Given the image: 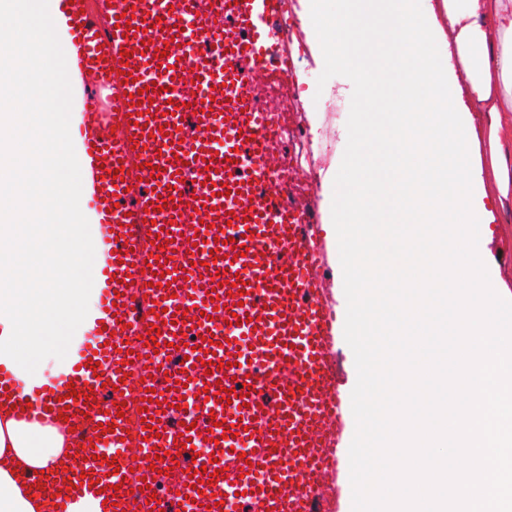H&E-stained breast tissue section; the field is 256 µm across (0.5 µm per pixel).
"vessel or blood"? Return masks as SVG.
I'll return each mask as SVG.
<instances>
[{
    "mask_svg": "<svg viewBox=\"0 0 512 512\" xmlns=\"http://www.w3.org/2000/svg\"><path fill=\"white\" fill-rule=\"evenodd\" d=\"M61 3L73 71L90 87L79 137L105 230L102 315L71 385L33 397L0 368V405L80 433L30 484L49 512L98 494L112 512H220L223 496L239 512H334L338 325L324 299L320 227L295 195L279 112L261 105L255 80L291 73L269 36L289 0H123L105 29L84 0ZM154 239L152 254L144 243ZM235 245L246 255L231 257ZM144 299L162 331L151 357ZM150 388L163 404L146 400ZM132 406L151 450L134 464L119 416ZM175 464L181 473L167 481Z\"/></svg>",
    "mask_w": 512,
    "mask_h": 512,
    "instance_id": "vessel-or-blood-1",
    "label": "vessel or blood"
}]
</instances>
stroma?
Instances as JSON below:
<instances>
[{"instance_id":"obj_1","label":"stroma","mask_w":512,"mask_h":512,"mask_svg":"<svg viewBox=\"0 0 512 512\" xmlns=\"http://www.w3.org/2000/svg\"><path fill=\"white\" fill-rule=\"evenodd\" d=\"M292 29L293 84L302 89L301 96L290 95L287 89L275 87L266 75H258L257 82L262 100L285 112L289 119L306 128L312 140V163L310 171L298 174L299 181H313L314 191L308 197L316 212H323L324 200L329 190V177L338 172L348 140L347 120L353 94L352 82L343 76L331 77L325 85L317 79L323 71L321 52L312 48V33L306 25L305 0H295ZM475 159L482 170L485 199L494 214L495 221L488 225L485 255L495 262L499 272L498 285L512 289V209L501 207L499 190L494 176L491 152L486 131H479L475 146ZM335 354L336 375L342 402L344 427L339 437V469L331 487L337 501L338 512H348L349 501V457L348 450L355 432V421L351 411V393L355 386L356 367L354 355L345 340H337Z\"/></svg>"}]
</instances>
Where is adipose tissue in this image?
<instances>
[{
    "label": "adipose tissue",
    "instance_id": "adipose-tissue-1",
    "mask_svg": "<svg viewBox=\"0 0 512 512\" xmlns=\"http://www.w3.org/2000/svg\"><path fill=\"white\" fill-rule=\"evenodd\" d=\"M436 10L463 102L486 115L500 193L512 195V164L502 151L512 141V0H438ZM69 444L49 422L0 412V512H46L23 476L51 468Z\"/></svg>",
    "mask_w": 512,
    "mask_h": 512
}]
</instances>
